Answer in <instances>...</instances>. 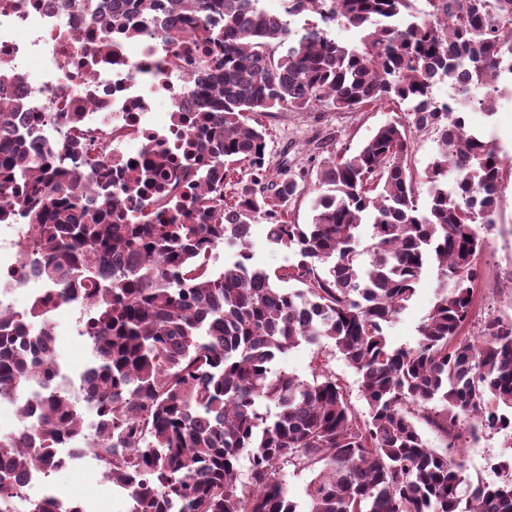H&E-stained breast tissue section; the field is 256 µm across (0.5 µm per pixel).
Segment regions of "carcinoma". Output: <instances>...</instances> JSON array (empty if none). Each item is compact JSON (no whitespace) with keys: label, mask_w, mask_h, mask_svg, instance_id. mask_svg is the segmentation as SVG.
<instances>
[{"label":"carcinoma","mask_w":512,"mask_h":512,"mask_svg":"<svg viewBox=\"0 0 512 512\" xmlns=\"http://www.w3.org/2000/svg\"><path fill=\"white\" fill-rule=\"evenodd\" d=\"M160 1L198 44L224 47L195 120L215 165L201 176L152 151L141 181L172 170L214 188L188 196L165 223L139 224L122 208L135 181L114 192L104 168L95 198L65 169L27 186L25 236L48 294L23 312L0 311V401L20 422L0 435V506L59 512L51 497H27L25 475L63 466L57 449L83 434L82 411L60 383L53 303L81 311L95 381L86 404L100 422L95 460L130 512H512V460L489 462L495 479L473 484L461 444L489 430L512 448V317H485L475 339L466 332L478 225L496 223L512 161L468 129L464 112L490 114L512 97L497 69L512 57V0H425L420 19L416 0H281L280 13L260 0H135V9L149 17ZM65 2L99 19L97 0ZM309 13L319 20L292 27ZM336 22L358 39L330 37ZM439 81L465 97L439 101ZM372 105H405L413 120L387 121L362 146L275 178L266 129L248 125L269 112ZM19 109L0 96V166L31 177L41 158L15 129ZM417 133L434 144L421 173ZM241 160L249 178L226 198V166ZM312 192L311 221L285 219L284 203ZM259 221L293 254L271 275L252 264ZM221 245L232 256L216 272ZM430 267L434 306L416 344L394 347L386 328ZM303 342L341 353L365 410L327 370L304 380L271 369ZM288 469L314 474L304 511L288 498Z\"/></svg>","instance_id":"cac0c4a2"}]
</instances>
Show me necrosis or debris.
Masks as SVG:
<instances>
[{
  "label": "necrosis or debris",
  "instance_id": "necrosis-or-debris-1",
  "mask_svg": "<svg viewBox=\"0 0 512 512\" xmlns=\"http://www.w3.org/2000/svg\"><path fill=\"white\" fill-rule=\"evenodd\" d=\"M99 3L103 15H121V27L63 13L59 0H0V75L10 78L5 92L21 106L16 123L41 154L42 173L65 162L91 197L94 169L110 168L113 184H120L145 164L151 148L209 166L211 154L190 124L201 105L203 71L187 27L162 10L144 20L133 0ZM132 28L139 31L133 40ZM33 60L36 77L28 68ZM75 138L84 152L63 158ZM22 202L0 195V306L7 309L17 289L39 283L19 219Z\"/></svg>",
  "mask_w": 512,
  "mask_h": 512
}]
</instances>
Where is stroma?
Masks as SVG:
<instances>
[{
  "instance_id": "1",
  "label": "stroma",
  "mask_w": 512,
  "mask_h": 512,
  "mask_svg": "<svg viewBox=\"0 0 512 512\" xmlns=\"http://www.w3.org/2000/svg\"><path fill=\"white\" fill-rule=\"evenodd\" d=\"M390 110L367 108L353 114L349 112H272L258 118L266 132L267 163L270 173H277L282 165L298 168L315 153L321 141H329L331 149L358 147L367 141L373 131L392 119ZM470 129L479 131L492 141L505 156L512 158V101L499 102L493 113L471 112L467 115ZM480 277L476 282V300L470 335H479V321L487 315L512 317V295L506 287L512 284V181L502 190V211L497 226L486 235L484 250L479 258ZM436 269H428L417 294L408 307L387 329L390 343L396 347L414 346L418 328L430 313L437 291ZM79 311L73 306L57 310V360L71 382H78L89 366L91 345L86 337L77 334L75 322ZM327 364L344 382L353 403H360L358 376L341 355L331 346L318 347L301 344L277 355L273 368L311 379L316 365ZM512 456V449L503 447L497 434L483 435L469 443L466 461L470 477L491 478L488 467L496 457ZM47 483L55 486L63 499L82 504L86 512H102L101 501H109L111 512H127L129 499L124 491L101 475L97 462L89 457L68 460L65 468L53 472Z\"/></svg>"
}]
</instances>
